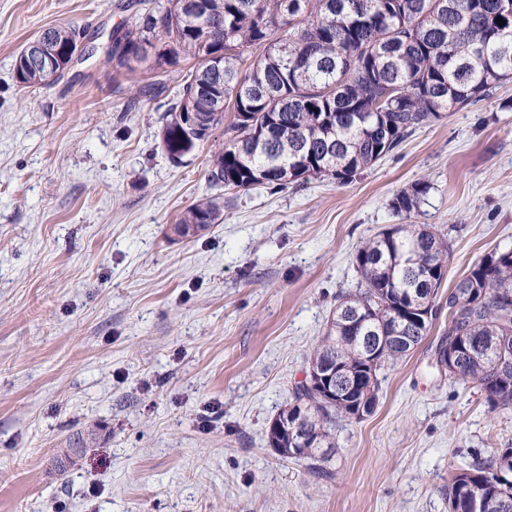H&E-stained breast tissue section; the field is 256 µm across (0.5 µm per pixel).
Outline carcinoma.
I'll use <instances>...</instances> for the list:
<instances>
[{"label": "carcinoma", "mask_w": 512, "mask_h": 512, "mask_svg": "<svg viewBox=\"0 0 512 512\" xmlns=\"http://www.w3.org/2000/svg\"><path fill=\"white\" fill-rule=\"evenodd\" d=\"M129 28L116 38V69L150 74L129 102L149 103L180 58L198 60L181 77L162 115L161 139L179 161L207 142L224 113L229 136L210 155L212 187L283 190L311 179L345 185L396 151L416 131L489 97L512 79V0H137ZM506 24L501 26L496 18ZM50 45L75 44L79 29L42 30ZM214 56L208 65L204 56ZM24 88L45 85L34 68L15 64ZM181 112L216 114L207 132L183 136ZM430 185L420 181L392 200L407 217ZM212 199L190 206L181 224H218ZM450 246L426 224H396L370 236L354 256L355 292L340 296L328 330L307 363L332 372L336 397L302 383L277 420L300 432H268L280 456L329 476L336 423L376 409L378 372L406 358L429 335ZM384 336L376 361L369 341ZM459 347L456 369L492 411L512 413V249L475 264L448 293V326L436 349ZM452 512H512V448L491 463H466L443 488ZM479 507H474V504Z\"/></svg>", "instance_id": "carcinoma-1"}]
</instances>
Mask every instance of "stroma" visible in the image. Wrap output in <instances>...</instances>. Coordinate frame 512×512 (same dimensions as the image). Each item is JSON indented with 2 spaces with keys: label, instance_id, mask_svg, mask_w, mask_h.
I'll return each mask as SVG.
<instances>
[{
  "label": "stroma",
  "instance_id": "obj_1",
  "mask_svg": "<svg viewBox=\"0 0 512 512\" xmlns=\"http://www.w3.org/2000/svg\"><path fill=\"white\" fill-rule=\"evenodd\" d=\"M129 0H0V512H448L461 462L512 447V417L433 364L448 321L378 373L380 401L336 425L329 478L268 445L359 242L402 221L450 245L448 293L512 248V81L418 130L345 185L209 187L210 146L162 148L169 92L128 110L108 47ZM70 24L93 54L35 89L15 57ZM211 196L222 223L185 239ZM430 185L425 181H420L411 186L410 190L401 191L392 200V208L397 214L405 215L406 218L411 213L420 209L422 203L426 200Z\"/></svg>",
  "mask_w": 512,
  "mask_h": 512
}]
</instances>
